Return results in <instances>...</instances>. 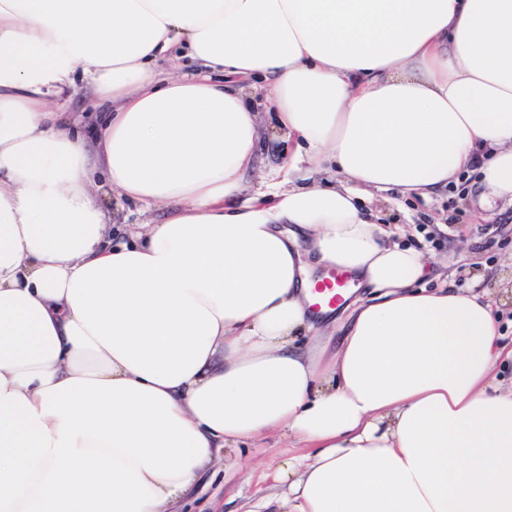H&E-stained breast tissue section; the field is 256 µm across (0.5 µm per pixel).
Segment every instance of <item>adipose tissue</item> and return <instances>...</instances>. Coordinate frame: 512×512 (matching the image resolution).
<instances>
[{
    "instance_id": "adipose-tissue-1",
    "label": "adipose tissue",
    "mask_w": 512,
    "mask_h": 512,
    "mask_svg": "<svg viewBox=\"0 0 512 512\" xmlns=\"http://www.w3.org/2000/svg\"><path fill=\"white\" fill-rule=\"evenodd\" d=\"M268 109L299 150L250 196ZM471 168L512 202V0H0V512H168L272 432L311 452L263 512H512L493 304L358 204ZM99 174L165 218L113 241ZM153 67L161 73L177 71L179 73L193 74L196 71L195 64L191 59L186 56L177 58L172 50L158 56ZM74 94L69 101L67 112H76L82 116V124L78 127L81 136H86L87 127L94 122L95 114L101 112L88 92L87 82L82 72L78 71L73 76ZM350 285V278L336 271L329 273L328 277H322L316 281L312 294L314 296L313 307L320 311L322 308H335L345 298Z\"/></svg>"
}]
</instances>
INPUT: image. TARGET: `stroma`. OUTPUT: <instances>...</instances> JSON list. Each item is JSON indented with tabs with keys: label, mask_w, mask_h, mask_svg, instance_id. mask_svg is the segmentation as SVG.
I'll use <instances>...</instances> for the list:
<instances>
[{
	"label": "stroma",
	"mask_w": 512,
	"mask_h": 512,
	"mask_svg": "<svg viewBox=\"0 0 512 512\" xmlns=\"http://www.w3.org/2000/svg\"><path fill=\"white\" fill-rule=\"evenodd\" d=\"M295 140L276 126L267 112L262 127L261 162L248 174L250 191H258L269 169L292 155ZM379 223L399 226L398 242L426 251L431 261L422 285L436 288L447 281L485 294L493 303L507 345H512V206L480 203L475 181H458L430 197L391 190L375 194L365 204ZM294 441L270 434L227 448L189 490L180 512H249L267 496L287 494L274 471L298 454Z\"/></svg>",
	"instance_id": "stroma-1"
}]
</instances>
